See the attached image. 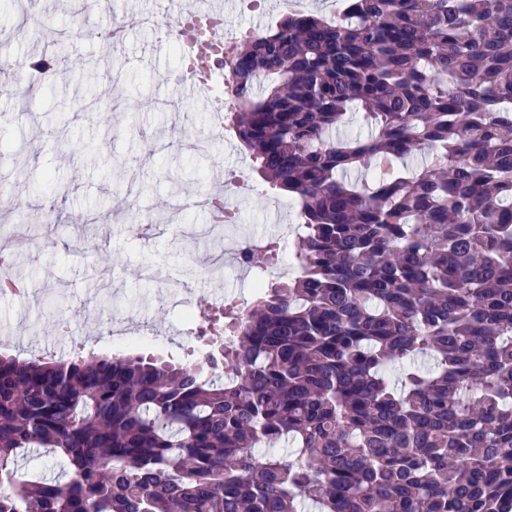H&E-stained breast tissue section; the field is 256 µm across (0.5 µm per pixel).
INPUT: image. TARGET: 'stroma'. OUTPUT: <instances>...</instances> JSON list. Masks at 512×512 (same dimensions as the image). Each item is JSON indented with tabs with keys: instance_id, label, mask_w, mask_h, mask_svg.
Segmentation results:
<instances>
[{
	"instance_id": "stroma-1",
	"label": "stroma",
	"mask_w": 512,
	"mask_h": 512,
	"mask_svg": "<svg viewBox=\"0 0 512 512\" xmlns=\"http://www.w3.org/2000/svg\"><path fill=\"white\" fill-rule=\"evenodd\" d=\"M33 2L42 26L24 24L15 0H0V31L15 56L49 57L54 80L20 111L10 69L0 66V183L21 188L31 215L51 207L59 218L23 224L0 210V248H13V272L32 287L26 305L0 298V354L158 350L192 361L185 311L221 295L249 305L257 281L229 256L223 276L211 275V244L188 233L208 221L201 198L240 178L239 213L224 234L266 238L295 223L277 210L289 198L259 186L236 140L207 137L209 107L178 98V61L160 32L140 26L120 45L99 37L115 18L161 15L164 0H106L90 12L82 0ZM130 181L133 209L120 201ZM77 213L84 224H72ZM80 232L96 251L76 247ZM47 312L69 320L72 334L57 333Z\"/></svg>"
}]
</instances>
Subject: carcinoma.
<instances>
[{"label": "carcinoma", "mask_w": 512, "mask_h": 512, "mask_svg": "<svg viewBox=\"0 0 512 512\" xmlns=\"http://www.w3.org/2000/svg\"><path fill=\"white\" fill-rule=\"evenodd\" d=\"M230 77L238 143L298 206L296 277L197 310L209 372L0 358V512H512V0L289 11ZM354 109L371 134L336 138ZM36 449L67 476L22 475Z\"/></svg>", "instance_id": "carcinoma-1"}]
</instances>
